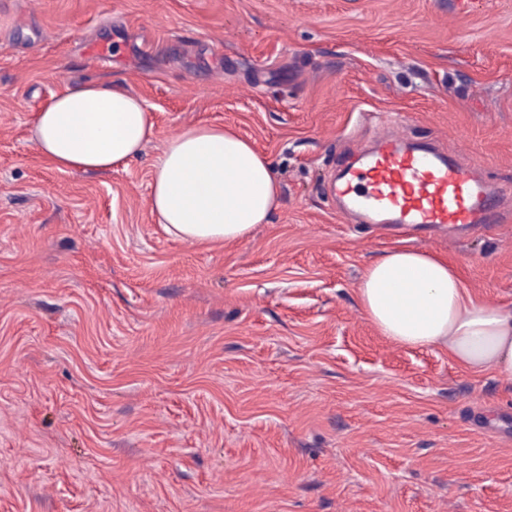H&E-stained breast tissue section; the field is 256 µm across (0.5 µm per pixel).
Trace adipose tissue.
Masks as SVG:
<instances>
[{"mask_svg":"<svg viewBox=\"0 0 512 512\" xmlns=\"http://www.w3.org/2000/svg\"><path fill=\"white\" fill-rule=\"evenodd\" d=\"M153 124L122 83L87 81L55 94L31 138L59 170L108 172L141 155ZM151 207L172 236L243 240L279 204L271 163L234 129L191 125L151 164ZM357 294L382 335L412 348L444 347L463 367L512 376V307L467 297L456 269L422 249L395 247L368 266Z\"/></svg>","mask_w":512,"mask_h":512,"instance_id":"adipose-tissue-1","label":"adipose tissue"}]
</instances>
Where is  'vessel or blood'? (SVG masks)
<instances>
[{
  "label": "vessel or blood",
  "mask_w": 512,
  "mask_h": 512,
  "mask_svg": "<svg viewBox=\"0 0 512 512\" xmlns=\"http://www.w3.org/2000/svg\"><path fill=\"white\" fill-rule=\"evenodd\" d=\"M336 197L371 224L417 232L449 225L484 230L512 219V190L478 176L437 142L387 131L344 168Z\"/></svg>",
  "instance_id": "vessel-or-blood-1"
}]
</instances>
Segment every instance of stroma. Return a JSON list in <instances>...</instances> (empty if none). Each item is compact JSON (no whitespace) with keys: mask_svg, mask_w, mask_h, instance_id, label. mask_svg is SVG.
I'll list each match as a JSON object with an SVG mask.
<instances>
[{"mask_svg":"<svg viewBox=\"0 0 512 512\" xmlns=\"http://www.w3.org/2000/svg\"><path fill=\"white\" fill-rule=\"evenodd\" d=\"M112 79L154 123L142 154L47 164L36 113ZM399 115L512 186V0H0V512H512V384L358 303L407 246L512 306V223L338 212L350 133ZM199 124L275 171L246 239L178 240L152 211L153 158Z\"/></svg>","mask_w":512,"mask_h":512,"instance_id":"1","label":"stroma"}]
</instances>
